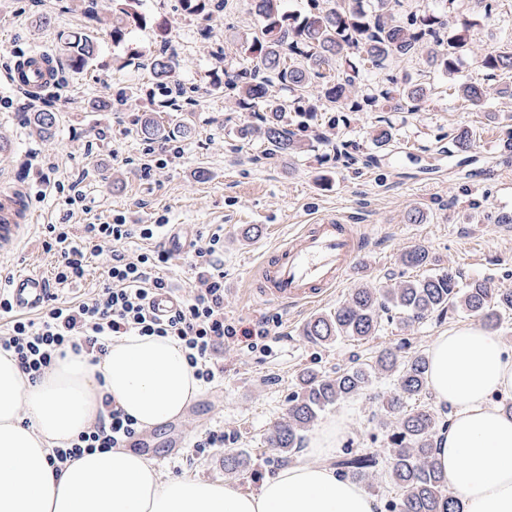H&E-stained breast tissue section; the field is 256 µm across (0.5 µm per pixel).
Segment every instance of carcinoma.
<instances>
[{"label":"carcinoma","mask_w":512,"mask_h":512,"mask_svg":"<svg viewBox=\"0 0 512 512\" xmlns=\"http://www.w3.org/2000/svg\"><path fill=\"white\" fill-rule=\"evenodd\" d=\"M282 0H253L259 18V33L242 44V61L224 64V98L237 108L256 113L258 124L240 129L246 139L259 134L274 153L290 156L304 152L302 133L310 128L314 112H416L428 99L430 88L419 82L397 83L380 90L365 83V65L375 69L389 60L425 57L429 65L457 72L460 58L469 51V29L477 24L466 19L450 36L447 14L427 10L398 19L385 9L388 0H376L371 8L364 0H338L323 10L318 0H308L310 11L298 19L282 10ZM142 0H112V24L108 34L113 43L121 42L133 25L145 23L140 12ZM81 11L88 25L67 35L63 52L67 68L55 72L57 84L67 82V73L82 70L93 62L99 51L98 26L103 24L95 0H81ZM176 53L166 40L150 58L153 78L161 86L175 74ZM483 66L490 71L512 70V52L489 51ZM344 66L343 76L332 78V65ZM287 90L284 98L273 88ZM460 92L470 105L485 109L490 91L480 85L463 83ZM295 112L301 118L297 130L282 124V114ZM25 123L32 135L53 136L57 126V108L46 101L41 109L27 116ZM148 139L171 138L177 130L149 116L141 126ZM403 264L425 267L431 264L429 252L413 247L402 254ZM481 319L488 330L498 327L502 313L512 311V290L493 288L485 280L473 279L462 285L447 270L392 286L355 288L336 309L316 316L305 327V336L319 344L340 337L367 339L376 335L381 313L394 310L407 325L419 323L448 307ZM428 359L420 354L401 357L396 351L381 349L374 361L356 364L336 375H321L308 369L300 377V387L288 398L283 420L267 439L268 449L286 456L298 448L304 432L325 409L362 394L372 374L395 377L394 388L381 403L380 426L387 433L391 454L384 460L368 452H348L333 462L343 478L363 483L379 472L401 497L388 502V512H459L455 496L447 492L448 480L434 460L437 433L435 414L425 405L411 407L408 402L427 393ZM249 458L245 451H224V472L244 474Z\"/></svg>","instance_id":"1"}]
</instances>
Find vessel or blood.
Segmentation results:
<instances>
[{
    "instance_id": "b4317fda",
    "label": "vessel or blood",
    "mask_w": 512,
    "mask_h": 512,
    "mask_svg": "<svg viewBox=\"0 0 512 512\" xmlns=\"http://www.w3.org/2000/svg\"><path fill=\"white\" fill-rule=\"evenodd\" d=\"M50 66L51 57L47 52H33L23 69L12 70L10 80L31 94H41L51 86ZM26 199L25 189L0 190V262L12 257L21 242L18 219L30 223L36 220L26 206ZM363 243V235L335 216L302 225L262 260L259 275L265 283L261 291L263 298L288 306L322 300L351 271ZM8 291L18 312L41 308L53 294L43 275L22 269L11 276Z\"/></svg>"
}]
</instances>
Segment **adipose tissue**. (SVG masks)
Here are the masks:
<instances>
[{"label":"adipose tissue","mask_w":512,"mask_h":512,"mask_svg":"<svg viewBox=\"0 0 512 512\" xmlns=\"http://www.w3.org/2000/svg\"><path fill=\"white\" fill-rule=\"evenodd\" d=\"M428 386L451 412L434 459L459 512H512V415L491 402L512 393V350L485 329L444 333L431 349ZM105 393L148 429L183 416L200 383L168 338L124 336L102 355L70 350L34 380L0 350V512H378L374 496L323 461L284 467L255 492L161 478L152 460L126 448L86 452L54 470L49 455L97 422Z\"/></svg>","instance_id":"obj_1"}]
</instances>
